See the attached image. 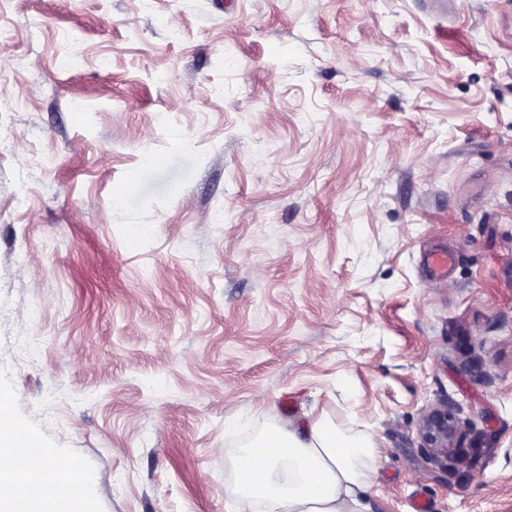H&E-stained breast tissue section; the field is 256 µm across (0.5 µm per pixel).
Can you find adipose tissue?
Here are the masks:
<instances>
[{
    "instance_id": "1",
    "label": "adipose tissue",
    "mask_w": 512,
    "mask_h": 512,
    "mask_svg": "<svg viewBox=\"0 0 512 512\" xmlns=\"http://www.w3.org/2000/svg\"><path fill=\"white\" fill-rule=\"evenodd\" d=\"M376 450L362 437L347 436L324 419L305 426L282 425L240 449L235 512H363L359 496L375 478L369 462ZM69 475L44 465H25L18 438L0 414V512H13L24 498L27 512H90L89 502L73 508Z\"/></svg>"
}]
</instances>
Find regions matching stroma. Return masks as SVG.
<instances>
[{
  "label": "stroma",
  "mask_w": 512,
  "mask_h": 512,
  "mask_svg": "<svg viewBox=\"0 0 512 512\" xmlns=\"http://www.w3.org/2000/svg\"><path fill=\"white\" fill-rule=\"evenodd\" d=\"M0 392L91 512L321 416L370 512H512V0H0ZM419 432L425 448H429L434 458H443L462 463L465 453L457 447L458 426L448 405L435 407L421 419Z\"/></svg>",
  "instance_id": "stroma-1"
}]
</instances>
